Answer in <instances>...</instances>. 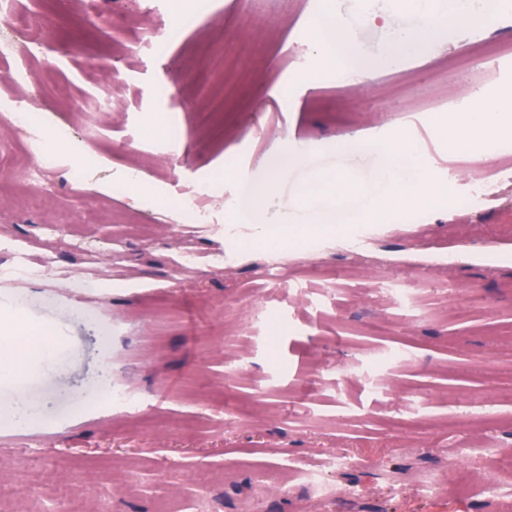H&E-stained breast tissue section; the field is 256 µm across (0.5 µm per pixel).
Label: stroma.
I'll return each mask as SVG.
<instances>
[{
  "label": "stroma",
  "mask_w": 512,
  "mask_h": 512,
  "mask_svg": "<svg viewBox=\"0 0 512 512\" xmlns=\"http://www.w3.org/2000/svg\"><path fill=\"white\" fill-rule=\"evenodd\" d=\"M419 4L12 0L0 12V34L19 15L41 34L0 59V320L20 308L57 339L20 377L27 423L7 414L15 389L0 382L5 512H40L16 494L32 482L58 512H495L477 489L512 484V469L491 460L460 459L469 486L451 494L427 498L415 482L445 480L457 446L512 455V182L470 209L433 201L362 223L336 219L350 198L302 206L332 195L339 173L377 182L386 159L368 140L400 132L417 145L406 177L426 168L446 195L471 194L475 173L452 167L439 121L512 90V57L479 51L512 42V16L452 25L348 87L307 35L337 16L379 53ZM365 8L389 10L390 26L361 21ZM186 16L194 25L156 46ZM464 50L474 62L459 71ZM434 98L439 111L418 109ZM19 99L32 127L13 123ZM288 152L307 161L266 210L224 177L258 186ZM37 165L47 183L28 180ZM191 195L207 223L180 208ZM18 244L31 264L51 252L59 276L12 275ZM274 249L279 280L266 275ZM185 250L224 265L181 268ZM90 256L98 288L77 271ZM405 279L420 285L410 307ZM336 456L351 466L326 469ZM319 467L332 498L295 475Z\"/></svg>",
  "instance_id": "obj_1"
}]
</instances>
